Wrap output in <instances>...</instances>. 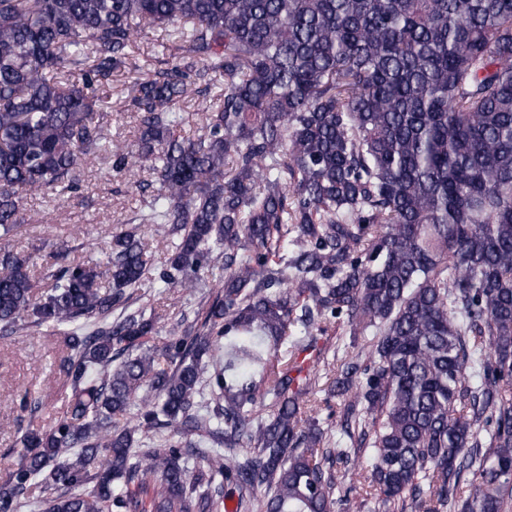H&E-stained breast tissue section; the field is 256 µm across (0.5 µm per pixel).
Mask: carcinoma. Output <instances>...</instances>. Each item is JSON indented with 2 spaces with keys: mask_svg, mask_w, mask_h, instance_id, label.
Returning <instances> with one entry per match:
<instances>
[{
  "mask_svg": "<svg viewBox=\"0 0 512 512\" xmlns=\"http://www.w3.org/2000/svg\"><path fill=\"white\" fill-rule=\"evenodd\" d=\"M156 29L172 60L135 84L131 147L95 92ZM105 154L151 176L157 282L219 268L220 291L156 348L154 317L110 321L141 286L135 232L39 294L32 254L0 249V330H58L68 382L0 512H341L366 459L369 512H512V0H0V239L23 193ZM335 323L334 433L299 356Z\"/></svg>",
  "mask_w": 512,
  "mask_h": 512,
  "instance_id": "cac0c4a2",
  "label": "carcinoma"
}]
</instances>
